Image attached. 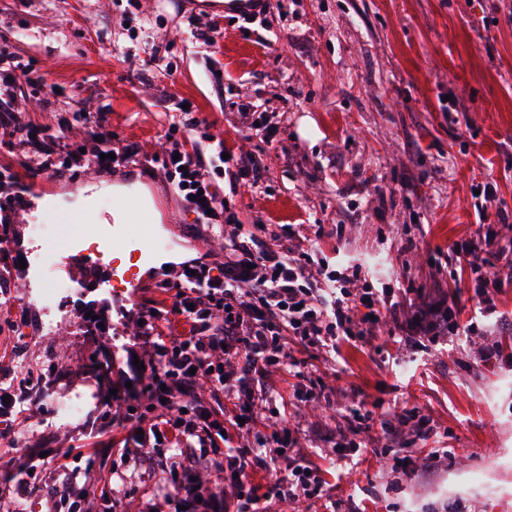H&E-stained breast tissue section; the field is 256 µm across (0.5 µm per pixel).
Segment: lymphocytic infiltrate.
I'll return each instance as SVG.
<instances>
[{
    "mask_svg": "<svg viewBox=\"0 0 512 512\" xmlns=\"http://www.w3.org/2000/svg\"><path fill=\"white\" fill-rule=\"evenodd\" d=\"M77 120L95 151L72 150L60 130L22 123L14 94L0 96V131L21 134V167L34 174L62 176L71 165L111 170L114 162L136 163L139 145L112 150L104 116L80 112ZM162 167L194 221L228 233L224 259L181 263L173 280L162 282L163 299H146L123 310L131 329L128 355L138 364L117 363L112 355V307L92 303L78 310L84 336L93 347L101 401L90 422L100 430L125 428L121 459L140 461L145 449H171L158 496L185 512H269L274 502L317 501L328 484L302 444L312 433L339 459L366 453L364 433L380 428L375 451L381 465L412 479L435 477L448 466V451L412 454V444L436 433L416 407L382 411L381 401L361 398L359 389L339 390L344 410L335 426L304 431L274 415L281 392L276 374L299 380L295 398L320 404L324 386L315 370L295 355L298 349L330 353L340 343L385 337L406 350L425 352L463 336L470 359L485 363L502 355L497 296L512 286V215L489 213L497 186L485 183L475 208L480 224L453 241L445 262L462 278L479 318L462 320L456 298L425 295L420 288H354L345 271L325 265L317 250L276 251L265 227L238 224L215 189L225 160L224 143L188 146L177 128L166 135ZM93 468L83 475H55L53 512H99L89 491Z\"/></svg>",
    "mask_w": 512,
    "mask_h": 512,
    "instance_id": "obj_1",
    "label": "lymphocytic infiltrate"
}]
</instances>
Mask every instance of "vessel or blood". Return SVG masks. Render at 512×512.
I'll list each match as a JSON object with an SVG mask.
<instances>
[{
    "label": "vessel or blood",
    "mask_w": 512,
    "mask_h": 512,
    "mask_svg": "<svg viewBox=\"0 0 512 512\" xmlns=\"http://www.w3.org/2000/svg\"><path fill=\"white\" fill-rule=\"evenodd\" d=\"M265 7L266 0H226L224 4L226 12L242 18L259 16ZM41 247L49 277L78 281L94 274L106 287L132 292L142 279L139 265L153 256L157 241L150 226L133 235L128 223L116 222L107 212L98 214L85 244L57 247L45 241Z\"/></svg>",
    "instance_id": "b4317fda"
}]
</instances>
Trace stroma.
<instances>
[{
  "instance_id": "35a3bbf8",
  "label": "stroma",
  "mask_w": 512,
  "mask_h": 512,
  "mask_svg": "<svg viewBox=\"0 0 512 512\" xmlns=\"http://www.w3.org/2000/svg\"><path fill=\"white\" fill-rule=\"evenodd\" d=\"M254 22L212 14L203 0H0V47L37 77L17 91L34 123L70 122L78 110L104 113L112 144L136 142L154 159L112 171L35 177L33 200H73L100 189L98 210L122 202L115 185L151 196L152 225L178 254L223 260L224 243L195 224L159 160L171 123L193 102L204 125L191 141L222 139L233 160L216 190L239 223L341 229L325 238V255L360 266L373 285L415 280L455 295L447 272L425 261L476 229L473 193L497 184V204L512 213V0H284ZM168 70L151 67V56ZM264 115L244 123L246 107ZM252 157L258 187L235 182V158ZM93 294L73 285L51 302L11 288L0 304V359L24 351L19 377L45 378L52 402L96 403L89 343L76 324ZM28 314L13 327L16 312ZM504 360L462 368L466 340L424 356L342 348L320 368L386 402L406 400L431 415L450 452L448 468L427 480L380 473L373 458L336 461L324 449L312 459L340 495L362 512H512V332L500 338ZM67 432V467L98 439L81 422L23 423L18 443ZM478 471L484 483H468ZM133 497L97 494L103 512H139L164 478L134 470Z\"/></svg>"
}]
</instances>
